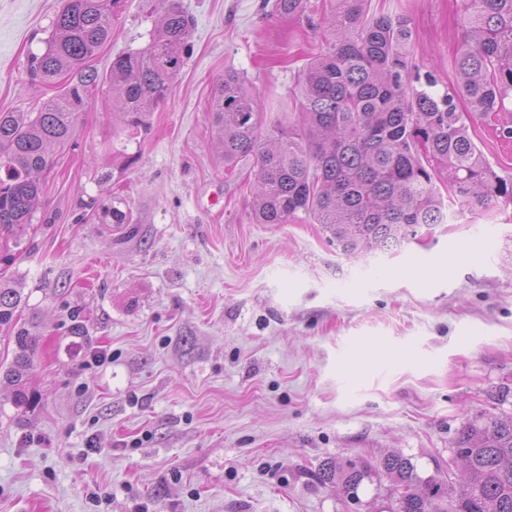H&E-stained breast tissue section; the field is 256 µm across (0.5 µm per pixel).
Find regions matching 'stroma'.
<instances>
[{
  "mask_svg": "<svg viewBox=\"0 0 512 512\" xmlns=\"http://www.w3.org/2000/svg\"><path fill=\"white\" fill-rule=\"evenodd\" d=\"M263 0H177L191 55L140 134L104 81L40 177L30 253L13 272L38 327L36 404L0 385V512H382L322 483L327 460L413 458L451 477L464 422L512 416V206L458 212L402 246L345 255L313 217L257 224L250 165L226 175L205 119L224 71L292 107L325 26ZM62 0H0V112H35L65 79L27 72ZM400 13L411 55L456 85L462 0H370ZM155 18L125 0L91 66L144 48ZM470 135L502 178L512 142ZM130 212L134 225L107 210ZM85 327L68 332L71 315Z\"/></svg>",
  "mask_w": 512,
  "mask_h": 512,
  "instance_id": "1",
  "label": "stroma"
}]
</instances>
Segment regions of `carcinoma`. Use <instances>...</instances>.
I'll list each match as a JSON object with an SVG mask.
<instances>
[{"mask_svg":"<svg viewBox=\"0 0 512 512\" xmlns=\"http://www.w3.org/2000/svg\"><path fill=\"white\" fill-rule=\"evenodd\" d=\"M122 0H65L41 54L29 59L31 83L70 76L62 96L37 112H0V265L24 259L40 195L39 176L55 151L71 145L98 74L87 62L112 39ZM159 14L148 44L112 61V111L125 129L146 127L191 54V20L175 0H151ZM263 0L261 8L269 6ZM272 12L306 20L309 0H273ZM325 50L303 67L295 111L266 119L249 79L226 70L207 108L225 171L252 162V218L288 224L302 212L322 225L348 254L388 251L423 224L448 220L449 199L462 209L512 204V179L498 176L469 135L467 119L495 116L512 99V0H464L463 37L454 58L459 93L435 91L430 69L408 51L412 29L397 13L371 14L366 0H337ZM448 186L443 198L437 183ZM14 278L0 279V329L14 333L3 371L11 404L23 414L35 404L28 383L37 366L38 336L16 327L26 302ZM455 448L464 453L457 480L422 477L412 458L389 454L371 464L326 461L325 483L358 491L372 476L391 489L390 512H512V417L463 425Z\"/></svg>","mask_w":512,"mask_h":512,"instance_id":"carcinoma-1","label":"carcinoma"}]
</instances>
